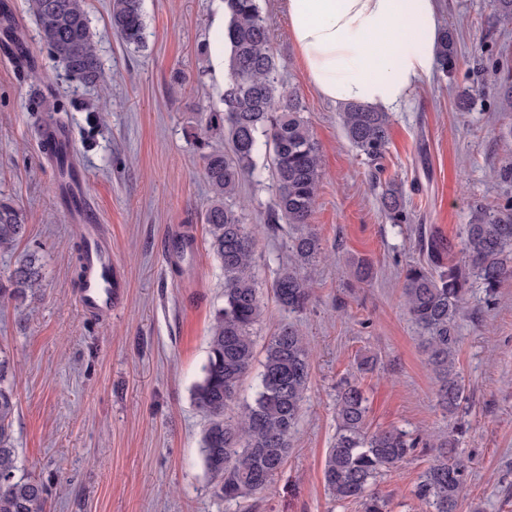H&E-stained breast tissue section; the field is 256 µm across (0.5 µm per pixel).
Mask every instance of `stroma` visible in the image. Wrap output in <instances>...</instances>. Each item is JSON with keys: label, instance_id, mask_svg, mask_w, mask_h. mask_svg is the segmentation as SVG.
<instances>
[{"label": "stroma", "instance_id": "1", "mask_svg": "<svg viewBox=\"0 0 512 512\" xmlns=\"http://www.w3.org/2000/svg\"><path fill=\"white\" fill-rule=\"evenodd\" d=\"M28 57L0 52V197L26 211L25 238L0 251V285L19 255L38 250L41 288L25 301L0 297V355L15 366L14 446L23 473L47 488L42 512H362L326 490V451L336 437V393L362 387L371 428L430 437L447 430L439 382L402 290L418 262L421 228L460 244L476 207H512V112L502 111L494 70L512 67V20L490 0H441L455 28L460 66L413 90L391 115V139L374 167L345 138L341 107L309 84L280 0H261L281 90L302 101L322 160L309 222L322 253L298 323L311 350L309 387L292 453L264 491L219 498L200 439L204 413L190 390L207 357L224 276L202 221L209 202L203 162L189 133L215 102L199 54L215 0H143L142 46L110 24L111 0H88L90 26L108 81L74 80L41 41L30 0H6ZM469 98L470 109L459 107ZM63 124L86 181L87 205L107 227L123 299L111 319L77 302L74 256L82 238L61 197L43 125ZM401 187L411 220L393 226L380 209L388 182ZM275 187L245 178L240 200L254 225L264 313L258 344L288 316L271 283L290 257L289 225H262ZM195 239L182 266L169 255L179 234ZM373 267L359 281V261ZM457 371L465 399L459 450L468 466L459 512H512V278L495 293L473 285L459 319ZM434 459L416 448L372 487L387 512H428L418 496Z\"/></svg>", "mask_w": 512, "mask_h": 512}]
</instances>
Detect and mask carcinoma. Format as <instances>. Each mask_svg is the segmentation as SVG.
<instances>
[{"label":"carcinoma","mask_w":512,"mask_h":512,"mask_svg":"<svg viewBox=\"0 0 512 512\" xmlns=\"http://www.w3.org/2000/svg\"><path fill=\"white\" fill-rule=\"evenodd\" d=\"M224 91L219 109L199 120L203 133L193 138L201 153L210 199L203 222L209 247L224 274V299L215 309L209 354L202 377L192 390L195 405L207 417L201 452L217 493L226 501L264 490L284 467L291 437L306 398L310 353L299 326L281 324L263 347L261 370L252 401L242 403L235 419L225 410L238 398L256 358L255 326L263 303L254 261V231L234 209L245 176L257 169L261 149L268 150L276 199L262 215L265 224L293 227L288 265L277 273L272 292L288 315L304 311L310 297L308 270L321 253L318 235L308 224L322 176L320 148L304 106L278 87V65L259 0H224ZM41 39L64 62L69 74L85 84L103 80L104 69L91 31L88 0H31ZM112 29L128 45L145 40L142 0H112ZM0 34L20 54H26L12 17L0 14ZM454 31L439 37L437 72L448 77L459 66ZM503 109H512V71L499 73ZM345 136L370 162L381 158L389 143L390 116L350 104L341 113ZM223 133L224 145H214L206 133ZM380 203L393 224L410 216L401 189L390 185ZM27 216L11 201L0 200V250L9 251L26 235ZM425 260L403 273V294L409 315L421 334L428 362L440 382V398L448 414H457L464 388L456 369L458 319L472 282L494 292L512 277L507 256L512 251V213L473 214L462 241V260L452 258L454 245L434 231L422 239ZM180 261L194 252V238L179 235L170 243ZM37 252L21 255L9 285L1 293L17 300L40 286L43 273ZM9 362L0 358V512H40L47 489L31 476H18L12 422L17 410L13 386L7 383ZM366 398L356 383L345 384L336 398V438L328 449L324 484L338 501L358 502L363 512H386V502L370 491L378 475L405 458L415 442L397 428L371 431ZM462 424L438 439L439 448L424 474L421 493L432 512H458L467 465L457 451Z\"/></svg>","instance_id":"cac0c4a2"}]
</instances>
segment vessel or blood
Returning a JSON list of instances; mask_svg holds the SVG:
<instances>
[{
  "instance_id": "b4317fda",
  "label": "vessel or blood",
  "mask_w": 512,
  "mask_h": 512,
  "mask_svg": "<svg viewBox=\"0 0 512 512\" xmlns=\"http://www.w3.org/2000/svg\"><path fill=\"white\" fill-rule=\"evenodd\" d=\"M83 232L88 275L79 290L78 302L84 311L108 317L119 300L121 288L112 264V249L105 242L101 225H84Z\"/></svg>"
}]
</instances>
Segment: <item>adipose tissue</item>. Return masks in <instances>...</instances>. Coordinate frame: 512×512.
Masks as SVG:
<instances>
[{
    "label": "adipose tissue",
    "instance_id": "1",
    "mask_svg": "<svg viewBox=\"0 0 512 512\" xmlns=\"http://www.w3.org/2000/svg\"><path fill=\"white\" fill-rule=\"evenodd\" d=\"M302 69L336 104L396 111L435 73L439 0H281Z\"/></svg>",
    "mask_w": 512,
    "mask_h": 512
}]
</instances>
